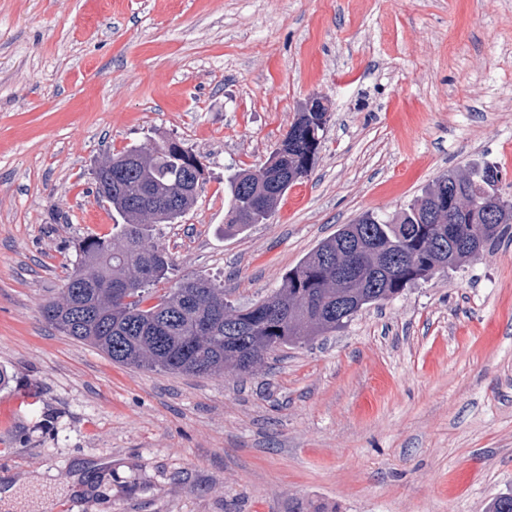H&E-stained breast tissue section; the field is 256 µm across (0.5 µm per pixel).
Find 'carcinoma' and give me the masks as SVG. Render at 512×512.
Masks as SVG:
<instances>
[{
    "label": "carcinoma",
    "mask_w": 512,
    "mask_h": 512,
    "mask_svg": "<svg viewBox=\"0 0 512 512\" xmlns=\"http://www.w3.org/2000/svg\"><path fill=\"white\" fill-rule=\"evenodd\" d=\"M327 113L302 112L274 167L241 169L228 178L225 227L266 220L289 187L308 176ZM116 153L95 171L112 180V209L122 219L109 238L78 245L79 260L43 318L65 336L88 343L124 366L186 376L248 373L282 347L344 328L364 306L394 298L418 280L461 266L512 229V202L499 194L500 170L475 164L448 173L392 217L367 211L321 241L280 288L245 309L224 303V288L187 277L154 304L152 287L172 265L152 227L174 222L196 202L186 174L160 144ZM359 252L355 283L343 287L336 266ZM487 512H512V493L493 497Z\"/></svg>",
    "instance_id": "cac0c4a2"
}]
</instances>
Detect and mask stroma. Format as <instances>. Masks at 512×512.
Segmentation results:
<instances>
[{
  "mask_svg": "<svg viewBox=\"0 0 512 512\" xmlns=\"http://www.w3.org/2000/svg\"><path fill=\"white\" fill-rule=\"evenodd\" d=\"M329 118L266 221L224 230L300 105ZM178 141L169 283L269 296L323 239L440 176L512 195V0H0V512H485L512 491V241L243 377L125 367L42 317L114 218L96 163Z\"/></svg>",
  "mask_w": 512,
  "mask_h": 512,
  "instance_id": "35a3bbf8",
  "label": "stroma"
}]
</instances>
